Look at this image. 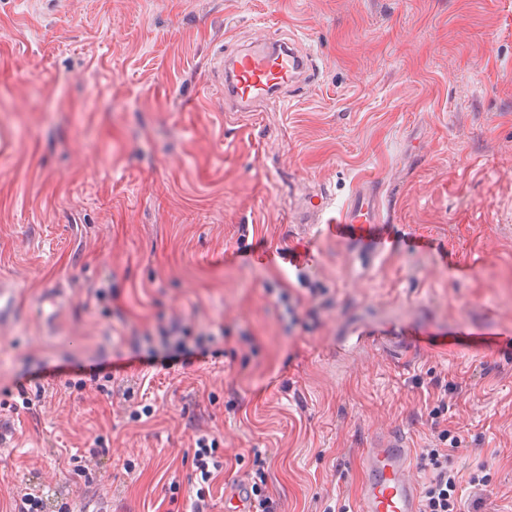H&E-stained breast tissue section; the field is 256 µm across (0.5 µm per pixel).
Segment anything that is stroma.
I'll return each instance as SVG.
<instances>
[{"label": "stroma", "instance_id": "obj_1", "mask_svg": "<svg viewBox=\"0 0 512 512\" xmlns=\"http://www.w3.org/2000/svg\"><path fill=\"white\" fill-rule=\"evenodd\" d=\"M275 36L316 80L225 111L218 56ZM368 184L436 249L265 259L306 195ZM1 278L0 512L24 487L43 512H189L202 435L210 512L258 453L277 512H356L384 434L449 449L457 512H512V0H0ZM408 319L503 345L339 340ZM172 321L213 353L162 366ZM95 363L111 380L78 388Z\"/></svg>", "mask_w": 512, "mask_h": 512}]
</instances>
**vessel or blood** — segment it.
<instances>
[{
    "instance_id": "1",
    "label": "vessel or blood",
    "mask_w": 512,
    "mask_h": 512,
    "mask_svg": "<svg viewBox=\"0 0 512 512\" xmlns=\"http://www.w3.org/2000/svg\"><path fill=\"white\" fill-rule=\"evenodd\" d=\"M316 70L310 55L295 42L262 38L228 57L225 64L224 109L250 112L272 98L294 92L300 81H314ZM306 232L296 247L278 252L285 268L302 265L304 249L323 235L359 246L371 258L388 255L394 240L381 216V197L373 187L360 186L344 206L321 192L308 198L298 217ZM380 347L436 349L447 345V337L401 323L396 331L378 337ZM364 479L360 485L357 512H420V487L413 474L412 452L401 439L386 436L362 455Z\"/></svg>"
}]
</instances>
